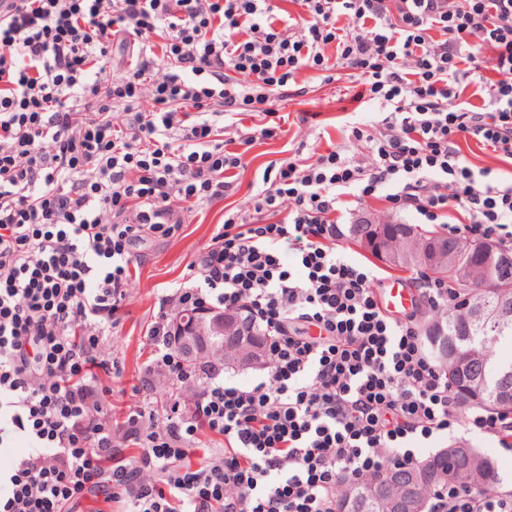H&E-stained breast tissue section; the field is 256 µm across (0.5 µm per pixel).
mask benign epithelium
<instances>
[{
	"mask_svg": "<svg viewBox=\"0 0 512 512\" xmlns=\"http://www.w3.org/2000/svg\"><path fill=\"white\" fill-rule=\"evenodd\" d=\"M254 330L244 314L234 317H212L206 312L185 313L176 321L174 347L181 357L196 360L210 351L214 340H220L224 352L243 366L262 365L263 349L253 340Z\"/></svg>",
	"mask_w": 512,
	"mask_h": 512,
	"instance_id": "benign-epithelium-1",
	"label": "benign epithelium"
}]
</instances>
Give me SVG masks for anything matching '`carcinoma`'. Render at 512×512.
<instances>
[{"mask_svg": "<svg viewBox=\"0 0 512 512\" xmlns=\"http://www.w3.org/2000/svg\"><path fill=\"white\" fill-rule=\"evenodd\" d=\"M383 235L408 233L415 244L395 248L387 264L425 270L437 278H451L460 296L441 318L424 324L422 333L436 360L448 368V379L462 403L512 412V356L498 355L512 346V322L499 325L493 319L499 302L512 296V271L490 269L480 251L482 243L467 247L455 240L417 228L414 224H374ZM429 244L448 247V258L432 265L421 258ZM479 303L486 318L473 324L470 306ZM497 478L493 458L474 448H449L441 454L405 466L391 467L367 483L350 488L340 499L339 512H392L391 503L411 494L406 512H425L428 492L450 483L472 489Z\"/></svg>", "mask_w": 512, "mask_h": 512, "instance_id": "1", "label": "carcinoma"}]
</instances>
